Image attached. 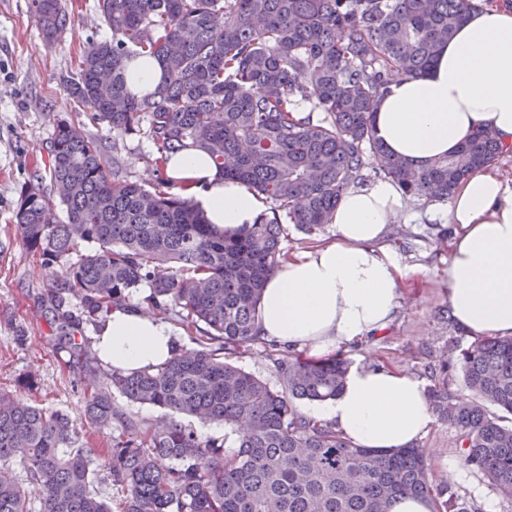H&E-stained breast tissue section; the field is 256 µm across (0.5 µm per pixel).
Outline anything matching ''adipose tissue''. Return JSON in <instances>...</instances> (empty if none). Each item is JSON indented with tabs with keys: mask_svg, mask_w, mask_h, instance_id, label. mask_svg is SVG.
<instances>
[{
	"mask_svg": "<svg viewBox=\"0 0 512 512\" xmlns=\"http://www.w3.org/2000/svg\"><path fill=\"white\" fill-rule=\"evenodd\" d=\"M378 138L414 167L455 152L480 129L512 152V0H473L465 21L424 74L402 77L375 106ZM178 191L194 196L207 220L232 234L264 212L261 197L224 179L190 149L167 163ZM391 179L344 193L333 215L336 238L282 259L261 297V337L321 357L384 332L406 274L382 240L404 209ZM455 230L448 260V310L470 334L512 335V184L494 168L460 182L448 206ZM172 331L146 311L114 310L94 337L104 364L125 372L167 361ZM317 418L367 448H407L434 416L421 381L391 367L351 368Z\"/></svg>",
	"mask_w": 512,
	"mask_h": 512,
	"instance_id": "obj_1",
	"label": "adipose tissue"
}]
</instances>
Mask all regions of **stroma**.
Instances as JSON below:
<instances>
[{
    "mask_svg": "<svg viewBox=\"0 0 512 512\" xmlns=\"http://www.w3.org/2000/svg\"><path fill=\"white\" fill-rule=\"evenodd\" d=\"M72 22L52 44L35 22L31 0H0V391L17 393L19 378L37 383L40 406L67 414L84 440L97 448L112 444V428L90 429L84 421L85 393L102 385L109 365L93 373L68 366L53 345L54 327L41 305L61 265L46 266L23 243L13 218L20 186L47 160L58 120L80 126L101 146L119 177L155 186L156 150L139 135H121L94 122L90 110L73 98L70 84L78 74L79 52L92 35L108 36L97 0H67ZM453 225L448 204L408 199L391 224L385 245L399 258L407 275L394 319L382 336L363 348H348L351 363L397 368L419 379L425 388L447 382L465 393L459 364L440 375V360L456 346L470 345L472 335L458 328L448 312V259ZM455 431L436 421L418 440L437 486H452L462 512H512L505 497L483 475L465 467L455 448Z\"/></svg>",
    "mask_w": 512,
    "mask_h": 512,
    "instance_id": "35a3bbf8",
    "label": "stroma"
}]
</instances>
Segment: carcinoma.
<instances>
[{"label": "carcinoma", "instance_id": "cac0c4a2", "mask_svg": "<svg viewBox=\"0 0 512 512\" xmlns=\"http://www.w3.org/2000/svg\"><path fill=\"white\" fill-rule=\"evenodd\" d=\"M46 41L66 29V0H31ZM111 36L89 39L72 95L92 119L121 134H142L157 157V186L109 172L101 146L61 119L48 147L55 198L21 186L14 210L23 241L52 266L78 243L96 248L69 265L44 299L55 346L94 362L66 295L96 327L130 298L172 314L198 332L163 364L112 370L85 400L86 422L114 426L112 447L80 442L61 412L0 393V463L18 464L27 484L0 476V512H390L403 497L457 512L451 487L436 489L420 448L357 446L332 426L302 415L300 400L326 401L343 387L349 362L284 351L279 384L226 361L260 342L256 328L267 278L283 258L286 224L310 235L332 222L366 156L404 194L447 200L457 184L496 161L503 147L483 129L423 170L387 152L374 128L373 101L398 77L423 73L465 19L471 0H99ZM153 57L164 69L154 91H135L128 63ZM112 77V100L98 78ZM325 113L315 123L302 104ZM206 153L224 178L269 199L264 216L233 234L207 224L191 196L169 191L171 156ZM67 221L55 217V203ZM468 396L448 383L428 392L438 420L456 429L463 465L512 498V338L460 349ZM158 407L171 417L143 425L114 402ZM493 405L501 411L494 415ZM239 426L237 450L199 434L176 416ZM176 464L161 468L157 459ZM120 493L117 510L93 489L94 463Z\"/></svg>", "mask_w": 512, "mask_h": 512}]
</instances>
